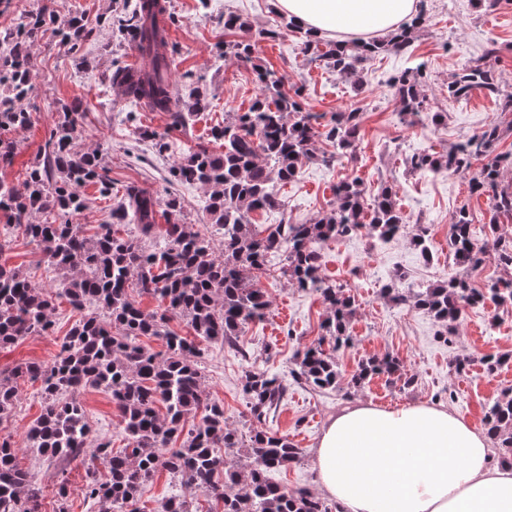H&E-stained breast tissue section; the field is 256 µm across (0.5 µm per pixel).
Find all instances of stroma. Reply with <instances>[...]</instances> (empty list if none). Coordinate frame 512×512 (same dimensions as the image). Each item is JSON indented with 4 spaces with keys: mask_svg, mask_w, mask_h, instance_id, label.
Masks as SVG:
<instances>
[{
    "mask_svg": "<svg viewBox=\"0 0 512 512\" xmlns=\"http://www.w3.org/2000/svg\"><path fill=\"white\" fill-rule=\"evenodd\" d=\"M173 18L168 26L171 79L180 95L199 91L209 109L189 127H173L164 112L148 107L130 109L121 89L113 86V71L127 67L136 51L132 42L119 36L109 20L114 13L132 9L136 0H0V33L13 28L42 6L53 10L57 24L78 16L91 35L80 51H70L54 26L39 29L29 44L32 92L27 108L29 124L13 132L17 144L11 165L0 166V180L16 192L25 189L26 172L41 159L44 145L58 120L61 104L80 101L75 146L98 152L112 180V194L102 197L97 185L81 189L87 207L75 223L108 224L126 187L135 186L159 198H177L183 223L195 225L204 234L212 228L205 213L206 188L181 184L170 176L172 166L186 152L207 147L219 150L210 137L213 126L223 124L226 113L248 111L259 93L256 66L283 75L286 84L303 89V106L320 123L332 114L356 109L362 114L361 150L356 159H341L329 165L315 161L304 165L298 176L281 187V208L252 213L258 229L275 224H305L335 204L334 187L345 179L360 180L365 196H372L382 183H391L407 223L429 228L430 255H423L412 238L413 231L386 243L360 232L330 241L320 248L321 275L346 287L355 301L350 324L352 342L337 351L344 376L334 389L318 390L291 375L297 349L317 340L326 308L319 294L292 285L281 274V259L268 262L269 273L261 280L271 305L264 321L246 325L236 346L223 342L201 343L198 359L207 396L224 407L227 422L245 436L256 431L288 435L303 450L300 461L273 472L271 478L286 490L315 491L317 474L313 450L330 416L355 400L384 408L416 403H443L476 429H483L488 404L503 389L512 387V360L496 372H487L488 355L512 353V304L486 302L467 307L457 334L445 340L442 326L412 303L395 304L382 298L381 290L395 275L405 283L428 286L447 281L455 274L449 261L452 215L467 207L474 222L477 242L486 241L491 201L469 193L467 177L447 173H410L406 157L417 153H442L461 139L479 133L498 115L494 98L477 91L469 99L448 101L442 90L449 78L496 41L500 55L493 64L500 87L512 92V0H502L496 11L476 7L474 0H419L428 25L417 35L407 55L382 54L366 61L354 78H342L325 61L310 60L302 37L288 30L287 18L278 13L273 0H166ZM234 14L246 22L256 37L254 62L220 57L231 35L224 18ZM273 29L277 38L260 33ZM427 73L426 94L432 111L447 113L445 124L408 127L400 122L401 105L391 84L393 76L416 66ZM165 135L170 151L157 154L149 133ZM0 261L21 267L32 281L58 295L57 315L51 335L29 336L0 349V370L38 362L51 363L69 330L82 313L60 298L62 277L42 261L40 246L21 237L12 238L0 252ZM390 354L413 376L409 388L384 378H372L358 388L347 384L359 362L372 355ZM466 359L465 369L456 362ZM260 368L285 378L287 391L266 419L256 420L242 390L246 371ZM18 397L10 417L0 422V433L12 436L17 461L43 489L42 512H56L54 494L58 467L28 448L25 429L41 413L37 385L28 378L17 381ZM82 403L94 435L110 438L113 448L125 446L124 424L111 397L100 390H81Z\"/></svg>",
    "mask_w": 512,
    "mask_h": 512,
    "instance_id": "stroma-1",
    "label": "stroma"
}]
</instances>
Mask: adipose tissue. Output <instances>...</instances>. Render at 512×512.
I'll use <instances>...</instances> for the list:
<instances>
[{
	"mask_svg": "<svg viewBox=\"0 0 512 512\" xmlns=\"http://www.w3.org/2000/svg\"><path fill=\"white\" fill-rule=\"evenodd\" d=\"M318 35L388 33L417 0H275ZM318 490L340 512H512V465L495 464L487 437L447 407L381 409L357 402L328 423L314 450Z\"/></svg>",
	"mask_w": 512,
	"mask_h": 512,
	"instance_id": "obj_1",
	"label": "adipose tissue"
}]
</instances>
